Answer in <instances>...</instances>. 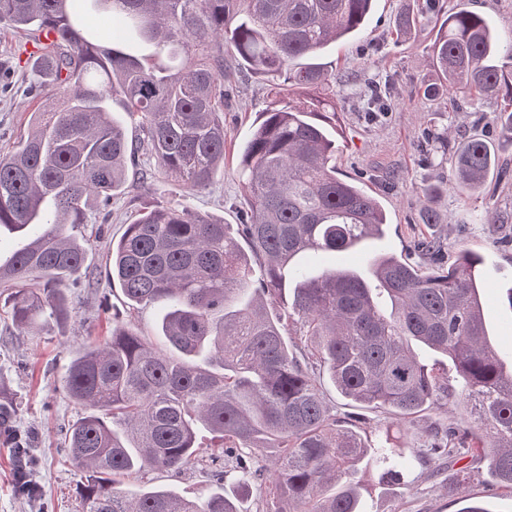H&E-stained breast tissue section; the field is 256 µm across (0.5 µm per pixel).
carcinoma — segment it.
<instances>
[{
    "mask_svg": "<svg viewBox=\"0 0 512 512\" xmlns=\"http://www.w3.org/2000/svg\"><path fill=\"white\" fill-rule=\"evenodd\" d=\"M373 2L0 0L1 27L55 33L32 68L43 88L64 94L0 152V229L24 237L0 262V307L20 330L66 319L70 285L94 287L86 240L70 230L109 206L127 164L147 189L158 173L189 190L211 186L224 161V55L266 76L273 91L238 163L245 214L237 234L158 201L112 243V276L130 307L160 308L163 346L115 325L60 378L87 409L63 430L83 512H237L220 494L202 503L167 490L124 495L116 478L179 472L206 455L213 478L224 479L229 461L257 481L267 448L279 465L265 512H361L359 465L396 482L412 457L388 432L372 448L337 427L312 359L344 398L403 417L459 397L471 424L460 436L450 427L431 434L429 456L482 453L494 485L512 494V372L493 355L480 314L484 258L460 249L447 265L444 242L427 236L417 249L432 260L428 272L393 254L375 260L373 285L346 269L312 270L321 256L384 234L378 201L337 176L340 107L326 92L336 73L322 62L331 45L366 28ZM88 11L112 14L116 34L91 32ZM420 23L437 29L439 83L425 96L459 91L450 99L458 108L503 102L493 138H473L450 158L454 186L474 191L496 153L512 148V37L465 0H428L420 14L399 18L397 32ZM388 107L386 89L371 86L366 112ZM276 298L283 309L272 313ZM286 324L308 353L289 348ZM413 341L451 360L458 387L417 359ZM201 428L218 443L199 445Z\"/></svg>",
    "mask_w": 512,
    "mask_h": 512,
    "instance_id": "1",
    "label": "carcinoma"
}]
</instances>
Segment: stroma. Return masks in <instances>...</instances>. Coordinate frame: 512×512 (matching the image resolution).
Returning a JSON list of instances; mask_svg holds the SVG:
<instances>
[{
	"label": "stroma",
	"mask_w": 512,
	"mask_h": 512,
	"mask_svg": "<svg viewBox=\"0 0 512 512\" xmlns=\"http://www.w3.org/2000/svg\"><path fill=\"white\" fill-rule=\"evenodd\" d=\"M425 0H377L367 29L357 39L329 48L326 58L336 64L333 89L342 99L340 121L343 134L336 167L341 178L358 182L380 201L387 222L384 238L372 239L354 251L324 256L327 268L366 271L381 253L403 254L419 238L434 234L452 248L482 254L483 305L490 339L502 352H512V148L501 151L498 171L480 193L460 200L452 187L424 197L421 188L447 175L445 147H456L487 131L496 109L490 101H475L466 111L452 110L448 99L424 97L422 86L437 80L430 47L435 29L415 28L408 36L396 35L400 12L416 13ZM23 33L0 27V70L8 72L0 86V149L11 147L27 131L31 114L45 108L47 98L31 99L28 91L34 73L28 54L21 48ZM225 64L231 75L224 87L229 97L224 106V166L210 188L187 191L167 180L157 179L152 190H143L135 173H128L124 195L114 199L110 217H97L88 247L87 262L96 275L104 273L105 253L126 224L143 207L166 199L189 209L210 214L228 224H239L236 208L240 189L237 164L249 139L253 122L268 102L263 77L237 65ZM385 83L391 97L390 112L369 119L363 110L368 82ZM433 208L438 224H422L424 208ZM495 223H486L487 213ZM72 311L61 323L46 324L39 334L20 331L0 312V401L15 407L12 434H0V512H83L79 495L81 475L68 461L61 444V426L76 420L84 409L62 391L59 379L75 350L89 341H104L112 335L113 322L155 337L157 311L153 307L130 309L120 288L103 281L96 288H74L68 292ZM322 391L337 418L355 426L369 443L391 428L409 453L413 467L400 483L380 482L377 471L359 468L362 506L365 512H460L465 502L488 500L494 512H512V497L486 483L487 463L465 456L455 464L424 454L427 435L439 426L463 427L462 411L448 402L422 413L411 422L394 419L383 409L362 407L343 398L328 378L320 380ZM25 437L35 461L30 478L36 495L19 492L14 435ZM153 487L175 490L188 499L205 500L217 492L236 499L238 512H262L269 481L243 485L238 472L223 482L209 474L202 463L180 473L147 470L125 479L119 491L132 495Z\"/></svg>",
	"instance_id": "1"
}]
</instances>
